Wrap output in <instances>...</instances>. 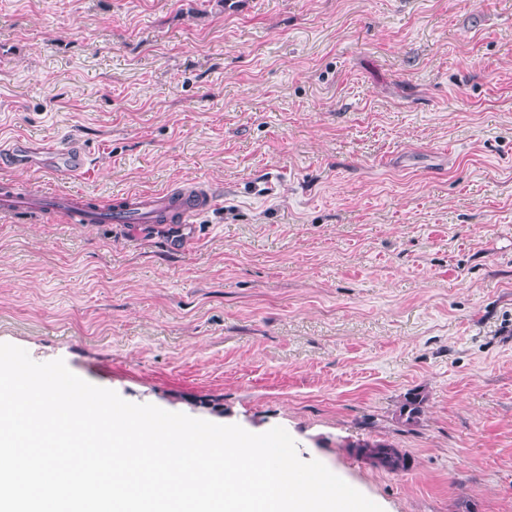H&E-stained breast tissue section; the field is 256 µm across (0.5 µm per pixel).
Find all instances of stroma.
Instances as JSON below:
<instances>
[{
  "label": "stroma",
  "mask_w": 512,
  "mask_h": 512,
  "mask_svg": "<svg viewBox=\"0 0 512 512\" xmlns=\"http://www.w3.org/2000/svg\"><path fill=\"white\" fill-rule=\"evenodd\" d=\"M17 135L89 170L0 183L216 203L178 227L0 216V343L283 427L383 512H512V0H0ZM359 451L366 458L393 471L403 470L406 466L405 458L400 455V451L386 444H365Z\"/></svg>",
  "instance_id": "stroma-1"
}]
</instances>
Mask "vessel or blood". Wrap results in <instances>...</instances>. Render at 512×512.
<instances>
[{"instance_id": "b4317fda", "label": "vessel or blood", "mask_w": 512, "mask_h": 512, "mask_svg": "<svg viewBox=\"0 0 512 512\" xmlns=\"http://www.w3.org/2000/svg\"><path fill=\"white\" fill-rule=\"evenodd\" d=\"M46 153L51 155L54 167L66 175H81L86 168L87 155L79 146L64 144L45 149L21 136L0 151V161H22L35 167ZM212 205L211 194L200 184L159 193L126 192L109 208L99 205L90 195L30 192L21 188L0 193V212H60L71 224H188Z\"/></svg>"}]
</instances>
